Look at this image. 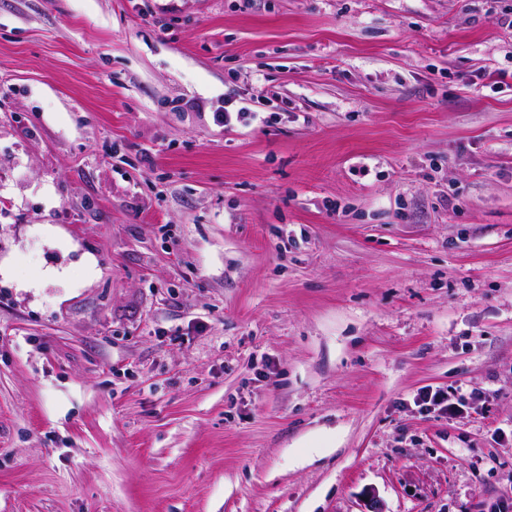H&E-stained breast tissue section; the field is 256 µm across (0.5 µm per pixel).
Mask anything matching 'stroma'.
<instances>
[{
	"mask_svg": "<svg viewBox=\"0 0 512 512\" xmlns=\"http://www.w3.org/2000/svg\"><path fill=\"white\" fill-rule=\"evenodd\" d=\"M488 7L0 0V512L512 498ZM468 398L460 393H448L442 389L424 388L416 395V399L421 406L434 411L454 415L467 407V399L472 401L481 400L484 394L479 391H471Z\"/></svg>",
	"mask_w": 512,
	"mask_h": 512,
	"instance_id": "35a3bbf8",
	"label": "stroma"
}]
</instances>
